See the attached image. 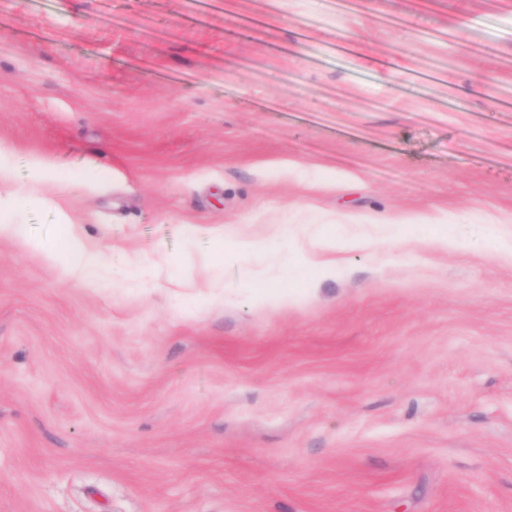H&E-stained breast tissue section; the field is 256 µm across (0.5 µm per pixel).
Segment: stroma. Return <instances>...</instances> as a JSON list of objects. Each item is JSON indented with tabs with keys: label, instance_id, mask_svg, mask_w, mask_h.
<instances>
[{
	"label": "stroma",
	"instance_id": "obj_1",
	"mask_svg": "<svg viewBox=\"0 0 512 512\" xmlns=\"http://www.w3.org/2000/svg\"><path fill=\"white\" fill-rule=\"evenodd\" d=\"M0 168V512H512V0H0ZM212 243L213 252L222 257V262H216L217 264H222L225 259L248 255L257 248V245L248 239L226 235L224 228L212 234ZM28 243L43 250L45 257L58 263L66 275L88 274L96 269L100 262V253L90 246L81 236L71 234L66 241L63 250L47 247L42 243L28 238ZM332 254H336V242L330 238L323 236L318 244V250L310 253H300V267L299 269L292 264V269L297 271H305L308 269H316L319 272L320 278L333 277L336 274V268H338L339 261L335 257H331Z\"/></svg>",
	"mask_w": 512,
	"mask_h": 512
}]
</instances>
